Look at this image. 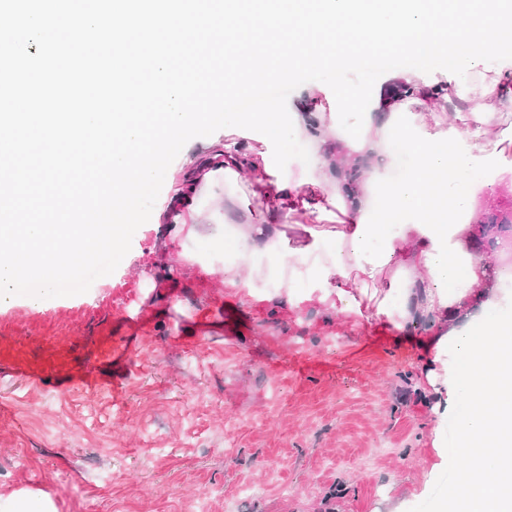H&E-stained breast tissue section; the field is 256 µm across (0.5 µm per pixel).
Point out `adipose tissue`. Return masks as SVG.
<instances>
[{
	"mask_svg": "<svg viewBox=\"0 0 512 512\" xmlns=\"http://www.w3.org/2000/svg\"><path fill=\"white\" fill-rule=\"evenodd\" d=\"M467 77L463 96L457 83L428 85L409 72L383 81L359 150L334 130L322 90L300 87L293 110L311 153L287 187L266 172L265 144L215 136L188 154L189 171L158 218L170 240L210 237L224 215L221 176L250 172L265 194L257 219L239 227L240 257L276 239L280 264L318 259L304 291L279 290V309L313 303L326 320L384 321L402 333L434 326L430 405L454 421L461 448L441 512L512 506V309L497 306L498 267L473 250L478 200L512 183V122L490 127L499 105L512 104V65L490 75L478 65ZM291 219L306 244L285 236Z\"/></svg>",
	"mask_w": 512,
	"mask_h": 512,
	"instance_id": "ef3b65f1",
	"label": "adipose tissue"
}]
</instances>
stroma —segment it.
<instances>
[{
  "instance_id": "1",
  "label": "stroma",
  "mask_w": 512,
  "mask_h": 512,
  "mask_svg": "<svg viewBox=\"0 0 512 512\" xmlns=\"http://www.w3.org/2000/svg\"><path fill=\"white\" fill-rule=\"evenodd\" d=\"M142 251L179 288L146 292ZM182 251L214 275H184ZM130 252L116 287L0 312V496L41 491L57 512H437L455 464L431 446L427 324L403 340L234 298L220 234L172 247L144 224Z\"/></svg>"
}]
</instances>
